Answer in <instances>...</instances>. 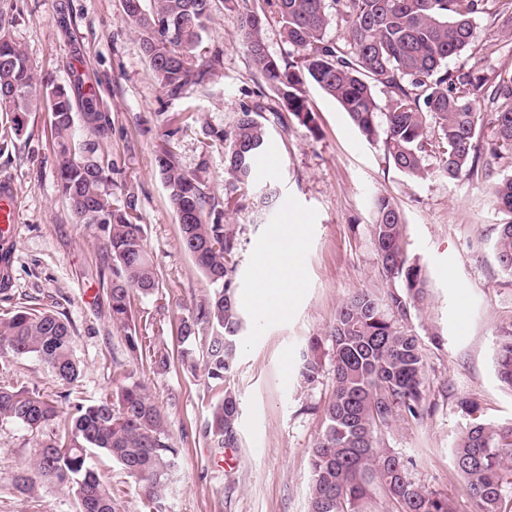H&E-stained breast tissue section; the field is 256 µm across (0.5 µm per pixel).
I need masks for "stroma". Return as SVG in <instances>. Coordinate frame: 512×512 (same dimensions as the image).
I'll use <instances>...</instances> for the list:
<instances>
[{
	"instance_id": "stroma-1",
	"label": "stroma",
	"mask_w": 512,
	"mask_h": 512,
	"mask_svg": "<svg viewBox=\"0 0 512 512\" xmlns=\"http://www.w3.org/2000/svg\"><path fill=\"white\" fill-rule=\"evenodd\" d=\"M265 0H218L204 43L223 53L218 78L192 88L188 101L173 100L155 82L120 0H0V26L27 55L37 77L69 84L73 70L94 85L112 133L102 149L113 164L112 190L134 195L145 226L147 251L162 275L158 291L135 298L158 348L176 346L178 319L210 291L180 239V226L159 174L155 150L161 113L192 104L195 121L170 140L187 171L224 199V221L240 240L236 300L247 326L237 352L232 386L239 402L238 445L208 447L198 433L211 400L203 375L158 374L126 354L112 326L106 286L97 269L95 227L77 223L53 168L57 144L45 102L34 104L23 133L0 149V182L10 183L18 219L13 228L10 283L0 310L52 308L75 329L81 362L78 389L95 400L113 385V356L156 398L180 461L168 497L169 512H307L310 451L322 429L319 411L332 382L314 390L300 384L298 367L309 337L321 336L358 288L385 281L373 250L371 224L377 196L392 199L405 217L408 254L423 266L432 291L414 331L435 325L443 348L425 344V389L434 412L421 424L397 423L385 439L415 463L414 479L448 493L459 512H472L452 448L465 416L456 399L477 401L482 421L512 422V390L495 371L494 344L512 324V279L498 267L493 242L504 215L482 177L414 180L384 159L383 144L367 141L338 103L306 85L317 134L296 122L271 125V166H262L237 199H229L224 155L210 148L208 129L231 130L243 106L279 109L263 88L238 40L245 9ZM473 45L449 68L475 66L489 82L512 77V0H489ZM279 198L270 207L266 188ZM273 224L302 227L303 270L286 318L261 320L252 302L254 267ZM0 384L53 390L36 358L0 367ZM27 430L0 426V512H74L67 491L46 487L31 497L13 488V477L31 455Z\"/></svg>"
}]
</instances>
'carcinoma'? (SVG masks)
Listing matches in <instances>:
<instances>
[{
  "mask_svg": "<svg viewBox=\"0 0 512 512\" xmlns=\"http://www.w3.org/2000/svg\"><path fill=\"white\" fill-rule=\"evenodd\" d=\"M217 0H121L134 25L157 83L171 99L217 76L223 52L205 50L203 34ZM271 11L249 10L240 18L241 44L257 77L280 100L284 112L266 117L243 106L230 132L211 129L212 145L224 151L229 185H245L268 142V123L283 113L311 135L318 133L304 86L310 82L334 99L369 141L382 140L385 159L412 179L440 174L448 180L480 175L492 183L499 209L493 244L503 274L512 278V176L494 177L493 161L512 155V78L490 84L480 69L450 70L447 61L467 51L488 0H269ZM297 54L273 56L266 45L269 18ZM341 21L336 39L326 37ZM390 89L389 110L379 111L375 87ZM48 101L58 151L54 166L60 190L79 224L100 232L99 278L110 282L113 326L124 348L152 371L169 373L203 364L207 391L215 395L200 434L212 448L238 444L239 407L231 386L244 327L236 301L235 260L239 240L224 223L220 200L185 170L170 146L191 112L165 117L166 140L155 164L175 212L184 249L212 291L187 309L177 325L179 351L158 349L139 324L133 300L160 286L150 259L135 198L112 196L100 154L110 114L84 75L75 70L69 86L36 78L25 54L0 36V111L10 125L0 133L20 134L32 101ZM493 106V146L486 159L480 139L481 99ZM434 158L436 166L429 164ZM405 221L390 199L374 202L372 244L387 288L356 289L342 303L331 328L309 338L298 375L313 390L331 375L332 392L320 408L323 430L311 448L308 512H456L453 500L427 489L412 475L414 463L385 444L383 434L399 420L420 424L434 408L425 393L420 336L409 327L423 315L432 294L424 268L408 256ZM72 323L52 309L23 307L0 315V358L34 357L64 390L0 386V424L30 432L34 453L13 478V488L30 496L45 486L73 491L75 512H116L112 480L99 473L104 456L135 479L148 512H168L167 497L179 460L164 415L152 394L124 363L113 359L115 387L89 401L75 391L81 366L74 353ZM495 363L502 384L512 389V328L502 331ZM66 405L68 411L61 410ZM469 418L453 448L457 471L475 504L474 512H507L512 502V423L479 419L478 403L456 401Z\"/></svg>",
  "mask_w": 512,
  "mask_h": 512,
  "instance_id": "carcinoma-1",
  "label": "carcinoma"
}]
</instances>
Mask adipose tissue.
<instances>
[{"mask_svg": "<svg viewBox=\"0 0 512 512\" xmlns=\"http://www.w3.org/2000/svg\"><path fill=\"white\" fill-rule=\"evenodd\" d=\"M300 232V227L280 225L268 232L269 249L255 264L252 288L253 297L266 295L272 299L271 306L261 312L263 318H279L288 309V298L299 281L301 256L295 241Z\"/></svg>", "mask_w": 512, "mask_h": 512, "instance_id": "1", "label": "adipose tissue"}]
</instances>
